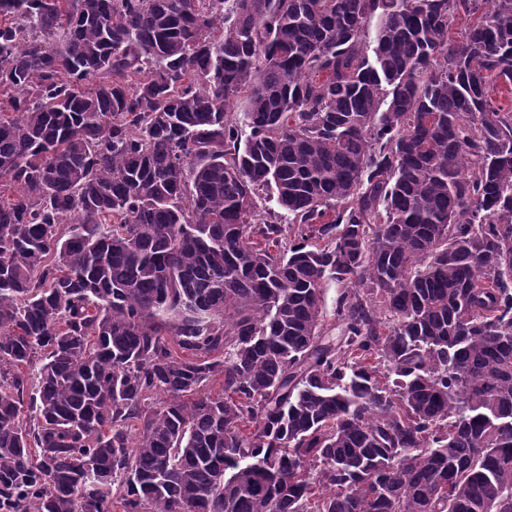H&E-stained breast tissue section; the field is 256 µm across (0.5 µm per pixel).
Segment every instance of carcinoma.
Masks as SVG:
<instances>
[{
  "instance_id": "cac0c4a2",
  "label": "carcinoma",
  "mask_w": 512,
  "mask_h": 512,
  "mask_svg": "<svg viewBox=\"0 0 512 512\" xmlns=\"http://www.w3.org/2000/svg\"><path fill=\"white\" fill-rule=\"evenodd\" d=\"M511 88L512 0H0V512H512Z\"/></svg>"
}]
</instances>
